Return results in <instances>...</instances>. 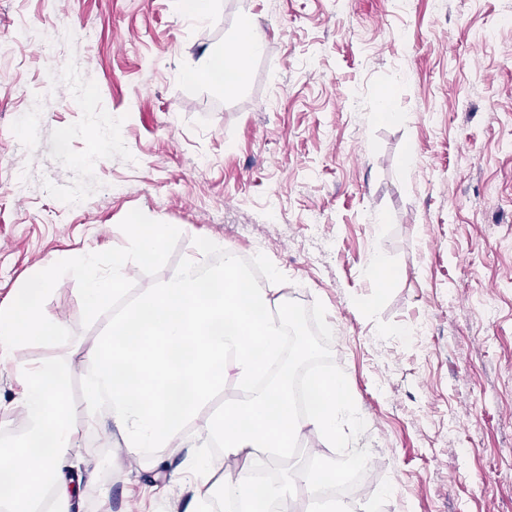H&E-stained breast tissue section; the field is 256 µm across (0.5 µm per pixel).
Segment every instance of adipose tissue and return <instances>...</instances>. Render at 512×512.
<instances>
[{
  "mask_svg": "<svg viewBox=\"0 0 512 512\" xmlns=\"http://www.w3.org/2000/svg\"><path fill=\"white\" fill-rule=\"evenodd\" d=\"M241 39L232 50L209 54L189 70L228 90L241 83L264 41L251 16L240 21ZM176 224H135L127 245L112 251L111 275L98 267L95 253H82L69 267L82 280L87 307L97 311L122 296L127 272L147 258H158ZM223 254L212 264L211 254ZM43 283L19 289L0 305V366L21 387L25 406L20 435L0 446V471L13 473L26 460L29 475L0 489V512H81L86 496L97 489L100 468L80 466L74 411L68 400L69 372L56 362L31 364L19 355L22 344L58 334L42 304ZM288 300L277 277L253 283L236 260L233 246L209 241L161 285L147 288L112 312L81 357L84 401L80 412L112 424L113 467L149 472L163 455L189 450L195 474L184 512H202L213 502L230 499L239 512H253V471L266 465L265 451L295 447L314 435L322 445L335 443L343 423L353 414L350 387L343 378L324 373L311 380L316 397L304 416L294 411L293 386L287 375L268 379L270 364L281 355L288 320ZM240 392L238 403L206 428L193 430L200 410L225 383ZM220 447L225 457L240 461L238 476L219 473L204 454ZM355 450L343 458L321 461L319 469H300L263 487L265 512H289L296 491L313 492L325 475L342 479L364 463Z\"/></svg>",
  "mask_w": 512,
  "mask_h": 512,
  "instance_id": "1",
  "label": "adipose tissue"
}]
</instances>
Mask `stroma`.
<instances>
[{"mask_svg":"<svg viewBox=\"0 0 512 512\" xmlns=\"http://www.w3.org/2000/svg\"><path fill=\"white\" fill-rule=\"evenodd\" d=\"M505 0H0V302L43 279L59 321L30 363L72 373L90 314L63 262L110 272L123 227L179 224L125 299L199 245L279 274L296 337L329 339L367 459L348 512H512V23ZM251 15L265 36L225 91L185 73ZM395 112L380 118L381 99ZM396 271L377 287L368 263ZM20 389L0 377V440ZM112 512H168L166 471L109 473Z\"/></svg>","mask_w":512,"mask_h":512,"instance_id":"stroma-1","label":"stroma"}]
</instances>
